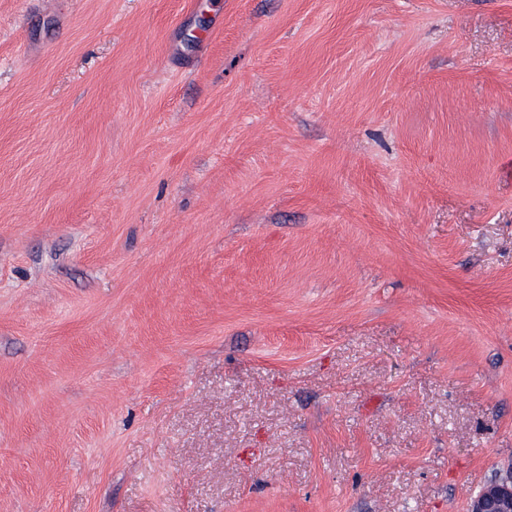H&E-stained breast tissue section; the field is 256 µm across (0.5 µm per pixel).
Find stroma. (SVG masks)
I'll return each instance as SVG.
<instances>
[{"mask_svg":"<svg viewBox=\"0 0 512 512\" xmlns=\"http://www.w3.org/2000/svg\"><path fill=\"white\" fill-rule=\"evenodd\" d=\"M510 468L512 0H0V512Z\"/></svg>","mask_w":512,"mask_h":512,"instance_id":"stroma-1","label":"stroma"}]
</instances>
